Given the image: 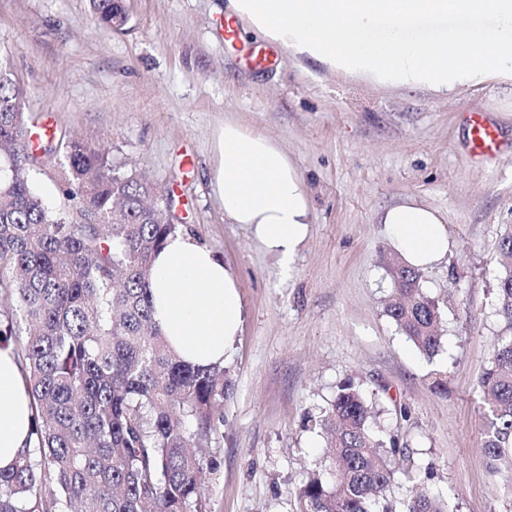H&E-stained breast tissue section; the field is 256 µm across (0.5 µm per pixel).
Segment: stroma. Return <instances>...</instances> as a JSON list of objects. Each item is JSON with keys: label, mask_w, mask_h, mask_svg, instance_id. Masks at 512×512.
Here are the masks:
<instances>
[{"label": "stroma", "mask_w": 512, "mask_h": 512, "mask_svg": "<svg viewBox=\"0 0 512 512\" xmlns=\"http://www.w3.org/2000/svg\"><path fill=\"white\" fill-rule=\"evenodd\" d=\"M124 5L128 23L110 31L91 0H0V54L33 124L145 176L181 232L236 276L244 315L224 359L232 388L204 484L212 512H295L292 491L322 471V420L348 381L372 396L379 430L404 450L394 499L424 479L448 512H504L483 463L479 381L504 334L494 288L512 225V84L446 99L286 52L253 69L224 40V0ZM465 112L500 129L494 161L478 166L466 152ZM228 119L277 142L308 186L312 222L288 271L246 225L224 220L213 178ZM406 200L438 210L448 234L447 257L421 272L442 314L431 356L386 312L394 251L380 219Z\"/></svg>", "instance_id": "35a3bbf8"}]
</instances>
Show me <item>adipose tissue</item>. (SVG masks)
Returning a JSON list of instances; mask_svg holds the SVG:
<instances>
[{"mask_svg": "<svg viewBox=\"0 0 512 512\" xmlns=\"http://www.w3.org/2000/svg\"><path fill=\"white\" fill-rule=\"evenodd\" d=\"M247 29L295 57L374 85L453 98L493 77L512 81V0H227ZM215 172L224 216L288 268L312 221L307 185L272 139L228 120ZM389 242L411 268L448 254L439 213L408 201L384 211ZM153 318L193 364L224 361L243 320L234 273L191 236L169 237L153 259ZM32 397L20 361L0 349V469L33 447Z\"/></svg>", "mask_w": 512, "mask_h": 512, "instance_id": "ef3b65f1", "label": "adipose tissue"}]
</instances>
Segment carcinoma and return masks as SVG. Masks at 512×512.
I'll use <instances>...</instances> for the list:
<instances>
[{
	"label": "carcinoma",
	"mask_w": 512,
	"mask_h": 512,
	"mask_svg": "<svg viewBox=\"0 0 512 512\" xmlns=\"http://www.w3.org/2000/svg\"><path fill=\"white\" fill-rule=\"evenodd\" d=\"M100 25L127 23L123 0H92ZM24 91L0 61V349L21 361L34 408L33 447L0 470V512H209L204 460L231 388L221 364L193 365L165 344L147 288L153 257L178 233L151 203L155 186L110 168L106 156L53 132L31 144ZM72 210L32 186L45 168ZM396 326L427 355L441 345L438 303L419 271L389 264ZM495 312L512 331V263L502 266ZM484 464L512 512V336L480 380ZM373 402L340 386L325 418L324 471L294 494L298 512H447L425 489L396 504L390 457L403 449L372 432Z\"/></svg>",
	"instance_id": "1"
}]
</instances>
